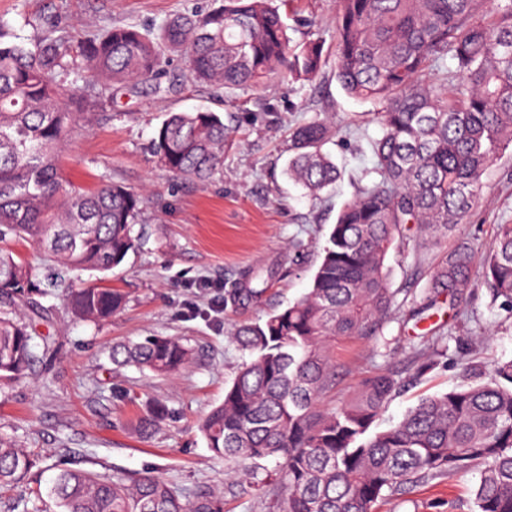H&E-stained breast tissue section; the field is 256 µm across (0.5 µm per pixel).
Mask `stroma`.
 <instances>
[{"label":"stroma","mask_w":512,"mask_h":512,"mask_svg":"<svg viewBox=\"0 0 512 512\" xmlns=\"http://www.w3.org/2000/svg\"><path fill=\"white\" fill-rule=\"evenodd\" d=\"M224 0H0V28L36 39L52 31L99 34L116 24L159 31L172 19L221 7ZM336 0H282L280 11L293 44L320 40L326 64L311 81L276 75L256 88L227 91L185 81L186 63L167 55L171 93L142 85L119 91L89 127L77 129L61 168L77 186L122 184L144 195L134 227L139 248L109 273L107 283L126 296L112 318L87 323L69 313L61 290L39 297L44 317L31 321L34 335L54 337L57 353L31 382L0 390V432L11 435L42 461L39 476L0 489V512H57L47 489L59 470L80 468L112 477L156 472L192 493L197 486L225 487L228 512H273L272 489L233 482L226 465L207 448L197 422L224 399V388L248 360L231 339L233 324L286 306L306 292L319 264L318 251L343 204L371 183L369 148L380 134L373 105L346 95L335 77ZM207 107L224 118L230 139L224 168L201 185L157 166L149 142L172 112ZM329 120L337 133L327 149L342 170L320 199L306 196L283 169L290 136L300 123ZM484 194L465 224L425 249L407 237L386 265L397 311L378 336L341 337L331 346L335 364L326 407L350 400L362 381L388 371L402 389L385 407L379 426L398 422L425 396L463 384L462 366L485 367L512 358V313L475 288L463 314L440 304L421 323L405 321L412 298L427 286L439 251L469 242L476 260L492 247L497 227L512 223V148L482 177ZM249 288L259 297L246 296ZM150 335L180 336L193 347V362L179 375L157 378L133 366L115 367L112 344ZM440 351L435 366L419 371L417 355L429 344ZM159 403L166 414L151 435L138 420ZM474 473L425 480L391 497L378 512H474Z\"/></svg>","instance_id":"35a3bbf8"}]
</instances>
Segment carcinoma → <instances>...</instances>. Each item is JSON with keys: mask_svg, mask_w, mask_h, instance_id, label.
<instances>
[{"mask_svg": "<svg viewBox=\"0 0 512 512\" xmlns=\"http://www.w3.org/2000/svg\"><path fill=\"white\" fill-rule=\"evenodd\" d=\"M187 59L186 78L224 89L257 86L278 73L316 77L318 42L291 47L273 0H224V8L177 17L159 33L114 25L102 36L44 35L34 43L0 30V386L27 382L42 356L25 306L39 313L37 271L4 245L28 239L61 273L107 274L137 250L142 197L117 183L84 190L64 180L59 158L78 127L116 86H161L165 54ZM335 77L350 97L378 107L381 135L370 149L379 179L340 209L320 248L311 286L232 336L249 353L224 401L199 423L214 456L230 464L278 463L276 512H376L378 503L422 479L478 473L476 512H512V360L425 397L394 425L376 420L401 383L389 372L365 380L355 397L319 406L332 382L330 342L376 336L391 318L385 261L411 231L432 242L463 223L483 196L482 177L512 146V0H338ZM330 123L314 119L291 135L289 179L316 196L340 169L324 145ZM228 129L212 111L171 112L149 145L173 176L205 183L223 169ZM461 242L429 269L422 315L448 297L460 307L476 278L512 310V224L498 225L474 270ZM74 318L104 321L125 296L91 284L70 288ZM178 336H147L112 347V363L157 377L193 360ZM38 456L0 433V487L26 481ZM58 512H226L224 490L185 495L152 473L112 479L62 469L49 488Z\"/></svg>", "mask_w": 512, "mask_h": 512, "instance_id": "obj_1", "label": "carcinoma"}]
</instances>
